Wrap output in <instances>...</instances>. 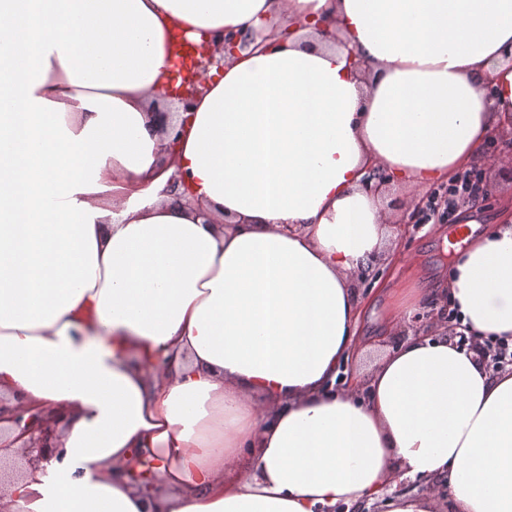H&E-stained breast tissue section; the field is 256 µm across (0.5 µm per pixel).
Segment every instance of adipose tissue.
Here are the masks:
<instances>
[{"label": "adipose tissue", "mask_w": 512, "mask_h": 512, "mask_svg": "<svg viewBox=\"0 0 512 512\" xmlns=\"http://www.w3.org/2000/svg\"><path fill=\"white\" fill-rule=\"evenodd\" d=\"M247 29L192 111L162 97L176 34ZM510 125L512 0H0V407L65 414L6 512H438L406 478L512 512L511 371L441 330L336 385L369 170L450 181ZM465 243L393 304L512 340V218Z\"/></svg>", "instance_id": "ef3b65f1"}]
</instances>
